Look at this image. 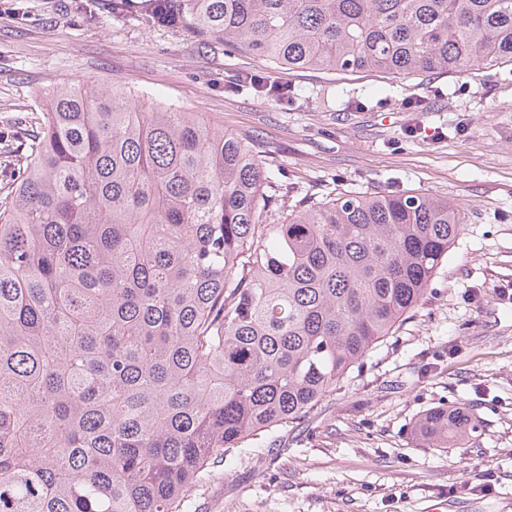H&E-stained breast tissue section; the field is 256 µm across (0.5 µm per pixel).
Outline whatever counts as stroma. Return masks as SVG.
<instances>
[{
    "label": "stroma",
    "mask_w": 512,
    "mask_h": 512,
    "mask_svg": "<svg viewBox=\"0 0 512 512\" xmlns=\"http://www.w3.org/2000/svg\"><path fill=\"white\" fill-rule=\"evenodd\" d=\"M0 0V136L63 83H120L142 109L173 104L256 140L282 169L286 205L333 189L432 193L467 222L430 291L262 454L214 467L201 512H512V65L405 79L302 70L285 103L232 90L263 61L202 52L136 9ZM392 97H384L385 88ZM461 405L468 441L427 448L415 420Z\"/></svg>",
    "instance_id": "stroma-1"
}]
</instances>
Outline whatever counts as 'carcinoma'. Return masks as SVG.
Instances as JSON below:
<instances>
[{"instance_id": "1", "label": "carcinoma", "mask_w": 512, "mask_h": 512, "mask_svg": "<svg viewBox=\"0 0 512 512\" xmlns=\"http://www.w3.org/2000/svg\"><path fill=\"white\" fill-rule=\"evenodd\" d=\"M275 69L407 78L512 64V0H148ZM0 146V512H198L418 306L466 216L331 192L277 224L279 168L211 118L63 84ZM479 422L422 414L446 448Z\"/></svg>"}]
</instances>
